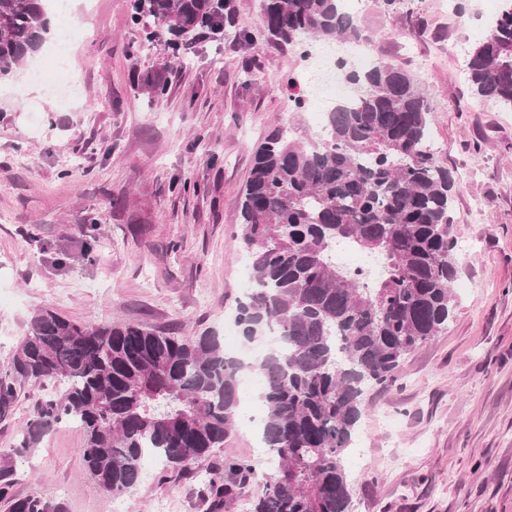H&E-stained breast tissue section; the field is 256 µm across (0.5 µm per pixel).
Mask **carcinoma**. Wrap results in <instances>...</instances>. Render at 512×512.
<instances>
[{
    "instance_id": "cac0c4a2",
    "label": "carcinoma",
    "mask_w": 512,
    "mask_h": 512,
    "mask_svg": "<svg viewBox=\"0 0 512 512\" xmlns=\"http://www.w3.org/2000/svg\"><path fill=\"white\" fill-rule=\"evenodd\" d=\"M48 0H0V79L37 54L51 32ZM412 15L413 0H373ZM135 25L153 22L172 57L183 41L233 24L232 0H129ZM261 33L304 48L354 42L362 28L339 0H260ZM475 95L512 110V8L500 12L467 60ZM354 106L326 112L324 131L273 130L253 152L242 191V242L255 288L236 306L241 341L280 333L255 365L262 437L277 461L249 512H350L345 456L373 387L392 385L403 359L448 329L457 239L453 174L431 144L425 86L374 54L345 71ZM346 244L377 256L378 277L336 264ZM250 368L214 332L177 336L132 323L89 325L37 310L0 376V416L26 383L52 384L0 452L8 512H68L64 501L11 490L18 461L62 423L83 432V470L101 491L129 494L143 461L160 481L188 475L230 437L238 381ZM208 512H225L257 477L232 455L206 470Z\"/></svg>"
}]
</instances>
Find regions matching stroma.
Listing matches in <instances>:
<instances>
[{"label":"stroma","instance_id":"stroma-1","mask_svg":"<svg viewBox=\"0 0 512 512\" xmlns=\"http://www.w3.org/2000/svg\"><path fill=\"white\" fill-rule=\"evenodd\" d=\"M442 2L414 0L410 16L371 0L350 9L385 58L427 88L431 136L455 179L453 231L473 244L457 254L447 330L405 358L394 387L366 396L346 461L351 512H512V111L478 101L454 55L459 36L484 34L495 0L463 14ZM71 4L72 21L94 32L70 52L77 105L61 109L19 78L0 95V372L45 306L87 324L214 332L234 352L242 343L227 328L250 271L239 209L252 152L291 122L316 131L288 99L300 50L235 41V29L256 33L259 0H234V30L178 59L146 43L128 0ZM143 77L167 82L166 94L136 88ZM67 156L80 170L64 178ZM176 181L189 190L172 191ZM44 395L21 389L0 417V450ZM261 410L258 390L240 394L226 446L266 474L268 450L246 420ZM81 445L80 429L58 426L24 460L14 495L57 497L69 512H204V471L162 483L149 460L132 494L114 497L86 477Z\"/></svg>","mask_w":512,"mask_h":512}]
</instances>
